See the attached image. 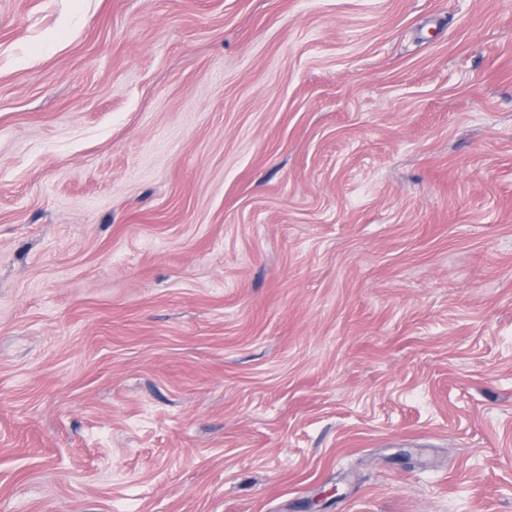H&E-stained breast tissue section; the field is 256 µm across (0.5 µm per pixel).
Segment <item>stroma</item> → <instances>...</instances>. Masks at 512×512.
Here are the masks:
<instances>
[{
	"instance_id": "obj_1",
	"label": "stroma",
	"mask_w": 512,
	"mask_h": 512,
	"mask_svg": "<svg viewBox=\"0 0 512 512\" xmlns=\"http://www.w3.org/2000/svg\"><path fill=\"white\" fill-rule=\"evenodd\" d=\"M0 512H512V0H0Z\"/></svg>"
}]
</instances>
